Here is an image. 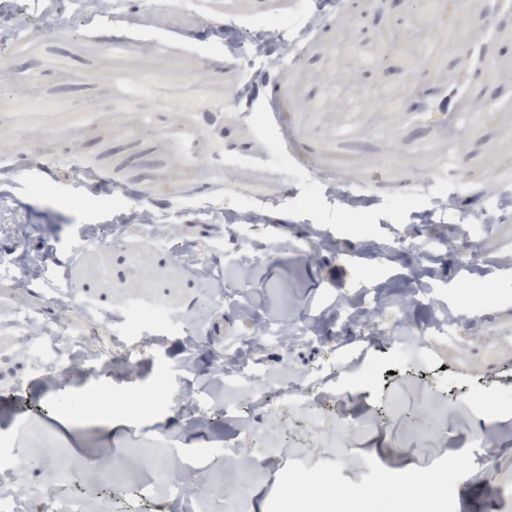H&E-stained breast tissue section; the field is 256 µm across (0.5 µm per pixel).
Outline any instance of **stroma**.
<instances>
[{
	"instance_id": "stroma-1",
	"label": "stroma",
	"mask_w": 512,
	"mask_h": 512,
	"mask_svg": "<svg viewBox=\"0 0 512 512\" xmlns=\"http://www.w3.org/2000/svg\"><path fill=\"white\" fill-rule=\"evenodd\" d=\"M421 2L309 0L301 11L296 0H223L202 14L186 0H137L123 19L94 16L70 37L57 30L66 0H37L31 42L0 52V257H44L46 283L77 287L90 308L109 312L73 318L72 332L138 356L131 372L81 362L44 407L53 345L32 337L19 352L13 322L62 314L0 269L1 484L47 489L30 430L49 434L56 455L77 466L113 449L122 481L150 478L161 452L214 466L211 496L228 512H336L342 501L349 512H397L409 486L453 474L472 512H512V207L487 193L512 195V18L500 0H443L425 28ZM261 20L274 22V51L296 66L269 67L252 51L249 29ZM368 54L373 67L359 68ZM108 69L115 82L104 81ZM126 80L152 89L128 100ZM389 89L403 98L420 90L419 109H387ZM197 97L219 110L203 118ZM282 97L288 135L272 121ZM135 112L153 113L160 137L137 138ZM202 127L209 153L174 150L172 132ZM271 142L291 168L278 166ZM77 163L95 178H77ZM191 198L224 213L262 199L264 220L229 224ZM146 211L167 212L165 245L146 247ZM116 222L118 247L89 245L87 226ZM185 245L202 263L223 248L231 307L207 304L209 283L172 256ZM376 300V320L348 318ZM156 302L173 303L172 318L132 331L135 314ZM284 317L297 329L314 324L317 339L282 353ZM385 326L425 338L408 347ZM250 339L251 379L283 364L293 377L319 365L338 375L311 403L289 404L273 386L267 409L249 406L247 392L213 387L211 362ZM377 359L379 383H359L357 365ZM163 380L165 400L208 391L224 409L200 423L193 409L129 411L130 395L150 396ZM343 385L353 393L338 412ZM103 393L111 415L73 411ZM315 415L319 433L308 425ZM486 434L497 442L491 458L478 444ZM358 484L371 493L348 499Z\"/></svg>"
}]
</instances>
